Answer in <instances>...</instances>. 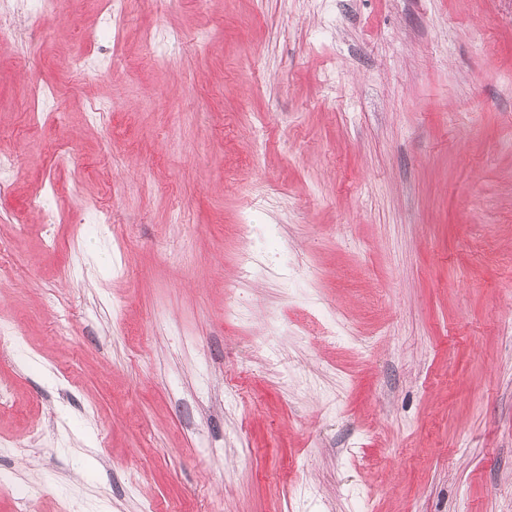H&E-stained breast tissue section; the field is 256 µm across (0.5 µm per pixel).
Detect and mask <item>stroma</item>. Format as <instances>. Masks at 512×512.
<instances>
[{
	"mask_svg": "<svg viewBox=\"0 0 512 512\" xmlns=\"http://www.w3.org/2000/svg\"><path fill=\"white\" fill-rule=\"evenodd\" d=\"M92 8L0 43V512H512V0ZM126 0H97L95 5L101 15L99 28L82 33L83 38L90 44H97L99 41H112L113 30L117 32L120 28L123 4Z\"/></svg>",
	"mask_w": 512,
	"mask_h": 512,
	"instance_id": "1",
	"label": "stroma"
}]
</instances>
